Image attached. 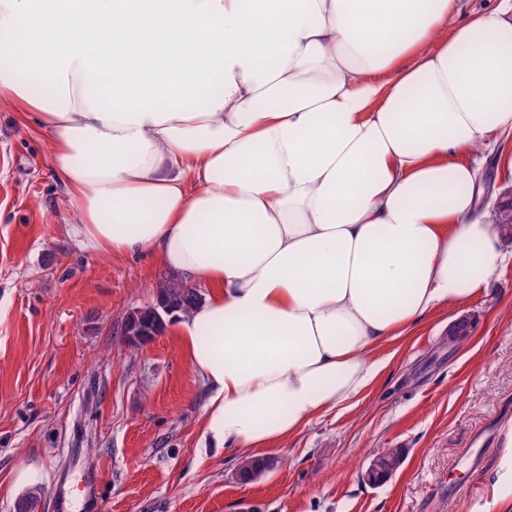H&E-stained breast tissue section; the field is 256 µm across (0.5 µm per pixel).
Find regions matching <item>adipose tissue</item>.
Here are the masks:
<instances>
[{"mask_svg": "<svg viewBox=\"0 0 512 512\" xmlns=\"http://www.w3.org/2000/svg\"><path fill=\"white\" fill-rule=\"evenodd\" d=\"M0 101L80 247L205 285L170 325L209 448L349 403L512 256L477 212L483 154L512 177V0H0Z\"/></svg>", "mask_w": 512, "mask_h": 512, "instance_id": "obj_1", "label": "adipose tissue"}]
</instances>
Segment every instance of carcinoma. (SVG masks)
<instances>
[{"label":"carcinoma","mask_w":512,"mask_h":512,"mask_svg":"<svg viewBox=\"0 0 512 512\" xmlns=\"http://www.w3.org/2000/svg\"><path fill=\"white\" fill-rule=\"evenodd\" d=\"M199 293L177 279H165L157 290L155 302L137 307L126 313L123 334L134 333L138 344H146L162 335L166 330V318L175 312L187 313L199 301ZM271 467V459L248 458L243 461L240 476L252 480ZM40 504V492L34 489L20 497L14 504V512H36Z\"/></svg>","instance_id":"1"}]
</instances>
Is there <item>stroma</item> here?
I'll return each mask as SVG.
<instances>
[{
    "label": "stroma",
    "mask_w": 512,
    "mask_h": 512,
    "mask_svg": "<svg viewBox=\"0 0 512 512\" xmlns=\"http://www.w3.org/2000/svg\"><path fill=\"white\" fill-rule=\"evenodd\" d=\"M35 113L0 102V512L60 475L98 476L101 512H497L492 455L512 420V259L463 308L386 344L388 364L349 405L269 450L251 481L242 453L204 447L207 399L172 332L133 346L121 321L168 272L150 253L79 247L74 214ZM471 321L460 348L448 331ZM403 448L384 483L361 472Z\"/></svg>",
    "instance_id": "stroma-1"
}]
</instances>
